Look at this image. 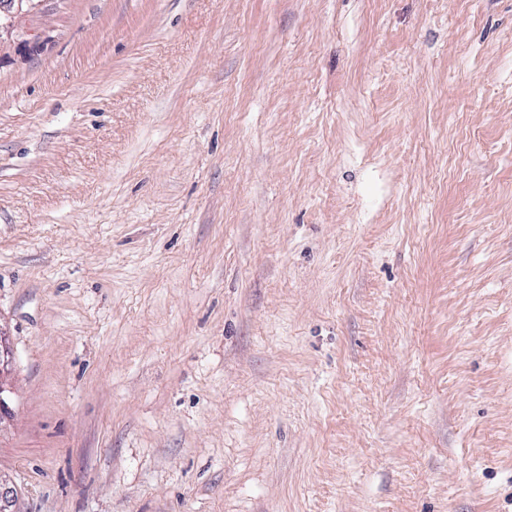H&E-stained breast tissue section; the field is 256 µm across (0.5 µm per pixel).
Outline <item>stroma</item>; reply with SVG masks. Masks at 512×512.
<instances>
[{"mask_svg": "<svg viewBox=\"0 0 512 512\" xmlns=\"http://www.w3.org/2000/svg\"><path fill=\"white\" fill-rule=\"evenodd\" d=\"M8 23L14 512H512V0Z\"/></svg>", "mask_w": 512, "mask_h": 512, "instance_id": "stroma-1", "label": "stroma"}]
</instances>
